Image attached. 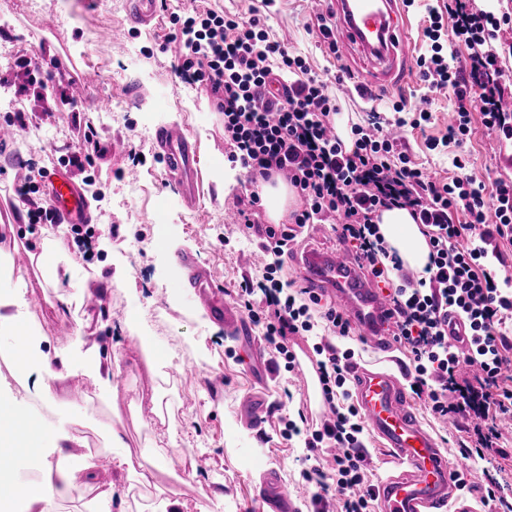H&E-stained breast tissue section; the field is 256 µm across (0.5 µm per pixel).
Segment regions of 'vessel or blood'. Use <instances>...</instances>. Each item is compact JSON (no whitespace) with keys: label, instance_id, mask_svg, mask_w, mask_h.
I'll use <instances>...</instances> for the list:
<instances>
[{"label":"vessel or blood","instance_id":"obj_1","mask_svg":"<svg viewBox=\"0 0 512 512\" xmlns=\"http://www.w3.org/2000/svg\"><path fill=\"white\" fill-rule=\"evenodd\" d=\"M131 19L139 26L156 20L160 0H129ZM401 0H321L336 20V45L352 54L357 68L368 75L367 87L388 90L407 81L418 62L410 48ZM156 150L169 183L186 206L198 202L199 154L197 144L179 128L163 125L154 134ZM48 203L59 220L84 223L85 197L67 174L49 175ZM303 278L330 291L337 309L350 318L361 339L374 349L395 347L389 333L393 307L373 279L344 253L309 250L294 256ZM177 262L184 270L195 306L223 327L239 334L243 318L215 290L210 271L197 255L185 251ZM295 372L315 407L323 396L315 364L305 350L294 353ZM353 394L368 427L380 439L395 470L380 484V512H485L482 501L461 494L458 474L438 438L428 432L412 408L398 376L388 369L351 368ZM261 512H303L301 503L276 473H268L260 495Z\"/></svg>","mask_w":512,"mask_h":512}]
</instances>
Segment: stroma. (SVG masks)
Returning <instances> with one entry per match:
<instances>
[{"mask_svg": "<svg viewBox=\"0 0 512 512\" xmlns=\"http://www.w3.org/2000/svg\"><path fill=\"white\" fill-rule=\"evenodd\" d=\"M316 0H202L204 7L251 18L259 16L271 40L303 57L323 78L335 80L336 60L326 52L319 31ZM190 0H162L152 29L130 24L127 0H0V122L23 117L25 127L14 139L0 141V299L10 314L28 326V341L42 357L66 359L73 374L57 382L48 423L69 439V465H92L98 488L79 497L59 499L58 512H160L159 504L175 496L182 512H197L208 503L211 512H258L262 475L276 471L302 503L313 488L303 473L328 455L312 459L303 438L283 434L286 418L313 415L306 395L293 394L298 379L288 371L271 372L272 353L260 327L247 324L244 334L228 336L187 298L185 274L176 261L184 250L205 262L228 303H236L244 280L259 279L267 258L252 230L225 222L238 210L247 183L240 173L235 185L223 186L228 168L224 116L203 106L204 89L184 83L176 72L179 46L169 37L171 13ZM67 39L72 68L56 67L51 80L20 88L13 75L22 59H51L56 36ZM341 114L350 123H367L372 113L394 117L404 107L407 125L403 147L431 178L448 183L470 178L492 190L497 178L512 176L490 143L495 131L473 118L463 144L448 139V114L456 106L453 90L429 95L420 75L389 99L371 104L336 89ZM431 97L432 118L413 127L411 108ZM179 124L199 145L200 202L183 205L166 183V172L152 136L157 126ZM96 131L103 155L93 156L92 179L83 185L87 222L95 230L92 262H85L64 224L29 223V202L17 193L20 183L41 185L44 172L61 157L83 150L85 136ZM120 153H112L113 142ZM68 242L67 256L49 257L57 287L46 284L36 260L46 242ZM131 270L128 289L113 287L117 267ZM84 297L65 305L72 287ZM136 317L156 349L170 357L162 376L151 373L139 346L127 343L123 324ZM112 363L116 393L106 392L89 372L91 350ZM137 396H130L129 387ZM261 398L268 409L261 424L247 422L242 406ZM425 426L444 439L457 469H469L470 493L483 495L478 471L462 454V425H448L416 403ZM175 426L178 447L168 442ZM124 444L108 447L112 431ZM106 443L92 450L91 439ZM129 454L154 469L152 482L126 480L117 468ZM116 484L114 495L102 488Z\"/></svg>", "mask_w": 512, "mask_h": 512, "instance_id": "1", "label": "stroma"}]
</instances>
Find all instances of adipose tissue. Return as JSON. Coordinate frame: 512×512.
Here are the masks:
<instances>
[{"label": "adipose tissue", "mask_w": 512, "mask_h": 512, "mask_svg": "<svg viewBox=\"0 0 512 512\" xmlns=\"http://www.w3.org/2000/svg\"><path fill=\"white\" fill-rule=\"evenodd\" d=\"M375 222L388 249L395 251L405 265L417 271L427 265V239L410 210L381 211ZM0 335L13 339L12 355L19 371H37L35 389L40 397L52 398V380L71 376L67 360L33 361L27 331L15 316L0 313ZM62 441V435L51 431L42 418L0 389V512H55V497L60 491L94 484V473L86 467L61 468L55 477L41 481L24 480V473L48 469L47 458L60 449Z\"/></svg>", "instance_id": "1"}]
</instances>
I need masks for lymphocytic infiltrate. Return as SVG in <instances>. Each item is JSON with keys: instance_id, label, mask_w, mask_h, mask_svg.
I'll list each match as a JSON object with an SVG mask.
<instances>
[{"instance_id": "f902f5d3", "label": "lymphocytic infiltrate", "mask_w": 512, "mask_h": 512, "mask_svg": "<svg viewBox=\"0 0 512 512\" xmlns=\"http://www.w3.org/2000/svg\"><path fill=\"white\" fill-rule=\"evenodd\" d=\"M427 13L424 35L430 52L418 66L431 90L454 91L457 107L449 139L467 138L475 111L487 128L512 137L496 44L512 17L478 9L474 0H440ZM171 23L172 38L181 48L182 79L216 98L228 160L247 169L252 179L240 200V217L249 219L262 204L253 185L258 178L287 175L302 203L291 225L266 227L263 250L275 260L262 280L243 282L238 298L286 368L294 366L291 337L323 330L313 353L328 410L315 422L285 423L288 435L304 436L307 451L334 453L332 470L341 496L334 503L314 493L313 512H371L376 499L365 473L364 422L351 395L355 352L335 344L336 338L351 336L353 327L335 307H321L316 293L302 303L285 294L276 274L297 229L331 221L355 262L375 278L384 279L389 268L402 270L374 222L379 211L395 207L409 209L425 226L430 248L419 277L403 280L391 295L395 336L411 364L409 389L433 415L466 421L465 454L484 462L488 500L502 501L512 485L491 461L501 452L499 422L512 417V342L504 332L512 319V274L495 282L484 261L512 245V180L496 179L488 199L469 179L435 183L377 121L368 128L352 125V147L330 138L327 131L338 108L327 81L271 41L259 19L196 7L172 15ZM447 41L464 43L468 69L449 64L443 54ZM455 318L465 327L469 350L464 355L448 344V325Z\"/></svg>"}]
</instances>
